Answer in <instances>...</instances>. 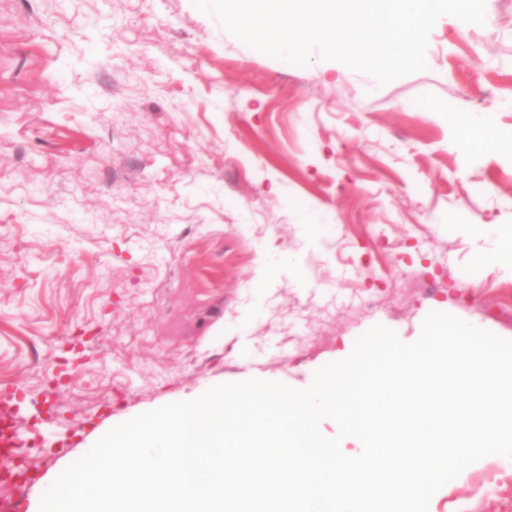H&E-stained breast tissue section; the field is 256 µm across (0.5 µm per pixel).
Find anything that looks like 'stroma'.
I'll return each mask as SVG.
<instances>
[{
    "instance_id": "obj_1",
    "label": "stroma",
    "mask_w": 512,
    "mask_h": 512,
    "mask_svg": "<svg viewBox=\"0 0 512 512\" xmlns=\"http://www.w3.org/2000/svg\"><path fill=\"white\" fill-rule=\"evenodd\" d=\"M512 0L449 15L376 86L241 43L192 0H0V399L30 480L112 426L253 373L299 387L374 325L432 312L512 339V162H462L446 112L512 136ZM296 259L289 267L288 259ZM432 512H512L487 458ZM472 233L475 240L476 247L474 252L477 261L480 264L498 266L509 275H512V228L508 233L509 241L503 240L505 234L500 233V230L494 225L475 227ZM489 237L502 239L503 243L494 249H487L479 244L481 240Z\"/></svg>"
}]
</instances>
